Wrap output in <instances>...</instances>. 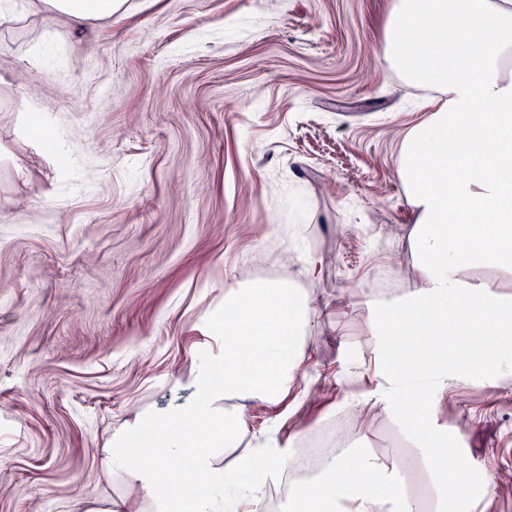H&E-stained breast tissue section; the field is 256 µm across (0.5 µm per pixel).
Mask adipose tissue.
<instances>
[{"label":"adipose tissue","instance_id":"1","mask_svg":"<svg viewBox=\"0 0 512 512\" xmlns=\"http://www.w3.org/2000/svg\"><path fill=\"white\" fill-rule=\"evenodd\" d=\"M40 2L50 19L112 14V0ZM385 56L443 100L401 146L412 264L401 294L370 301L362 334L377 359L376 405L354 399L350 408L361 439L379 412L411 424L419 466L395 457L376 480L369 459L330 456L288 490L306 512H420L411 488L422 484L437 512L461 502L467 472L430 436L449 393L477 365L512 351V303L468 274L478 266L512 273V0H394ZM320 304L285 278L227 288L202 325L221 351L202 358L192 401L115 433L110 468L136 481L156 512H261L264 490L241 482V470L258 464L282 477L300 438L260 437L246 411L260 404L292 415L285 400L304 375L302 342ZM223 447L240 448L235 467L218 466ZM173 456L183 463L176 474L166 466Z\"/></svg>","mask_w":512,"mask_h":512}]
</instances>
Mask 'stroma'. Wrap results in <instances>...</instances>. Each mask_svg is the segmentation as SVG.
<instances>
[{
	"label": "stroma",
	"mask_w": 512,
	"mask_h": 512,
	"mask_svg": "<svg viewBox=\"0 0 512 512\" xmlns=\"http://www.w3.org/2000/svg\"><path fill=\"white\" fill-rule=\"evenodd\" d=\"M0 23V512H154L108 471L112 436L193 397L198 323L228 285L296 275L323 306L285 440L372 398L364 288L403 277L414 224L406 132L439 104L384 57L392 0H120L84 27L9 0ZM47 128H24V104ZM439 424L512 512V358L461 385Z\"/></svg>",
	"instance_id": "obj_1"
}]
</instances>
